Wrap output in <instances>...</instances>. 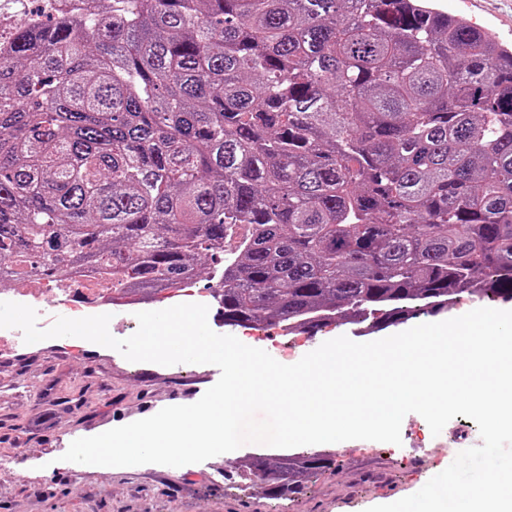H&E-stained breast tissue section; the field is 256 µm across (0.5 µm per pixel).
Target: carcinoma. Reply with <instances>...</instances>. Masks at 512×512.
<instances>
[{"instance_id": "1", "label": "carcinoma", "mask_w": 512, "mask_h": 512, "mask_svg": "<svg viewBox=\"0 0 512 512\" xmlns=\"http://www.w3.org/2000/svg\"><path fill=\"white\" fill-rule=\"evenodd\" d=\"M0 53V283L202 278L227 327L512 300V48L432 0H98ZM331 454L254 456L296 493Z\"/></svg>"}]
</instances>
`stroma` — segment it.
Masks as SVG:
<instances>
[{
  "mask_svg": "<svg viewBox=\"0 0 512 512\" xmlns=\"http://www.w3.org/2000/svg\"><path fill=\"white\" fill-rule=\"evenodd\" d=\"M437 4L512 46V0ZM215 382L206 364L132 363L77 337L44 340L20 359L1 362L0 512H366L378 500L416 493L450 457L481 443L477 424L459 415L422 452L410 433L431 435L430 428L411 413L398 446L369 440L302 446L305 454L334 455L336 466L282 499L252 480L226 476L247 456L272 454L265 445L182 467L64 461L72 441L195 403Z\"/></svg>",
  "mask_w": 512,
  "mask_h": 512,
  "instance_id": "obj_1",
  "label": "stroma"
}]
</instances>
